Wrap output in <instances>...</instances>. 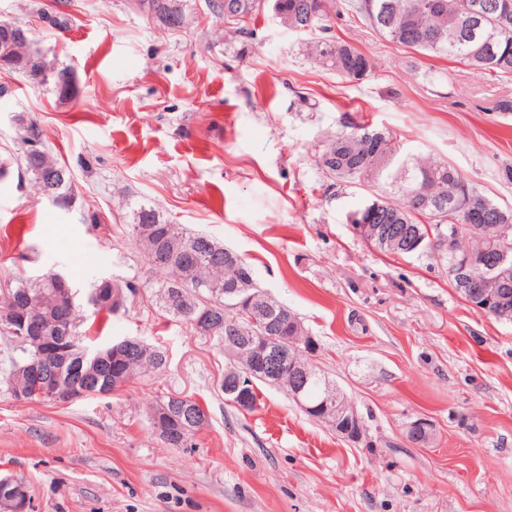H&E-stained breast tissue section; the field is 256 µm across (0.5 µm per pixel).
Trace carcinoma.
<instances>
[{"label":"carcinoma","instance_id":"carcinoma-1","mask_svg":"<svg viewBox=\"0 0 512 512\" xmlns=\"http://www.w3.org/2000/svg\"><path fill=\"white\" fill-rule=\"evenodd\" d=\"M236 5L238 18L224 19L229 28L241 30L240 24L264 9L286 15L292 26L304 30L308 36V54L316 61L329 65L339 74L358 79L370 69V60L353 47L336 41L328 35L331 11L336 0H230ZM427 0H346L345 6L352 16L366 22L374 31L392 42L438 57H450L468 64L479 74L497 77H512V33L495 44H485L480 35L466 37L469 17L457 7L459 0H446L448 8L431 11L422 4ZM146 12L158 25L178 28L186 23L182 0H146ZM12 69L21 72L35 87L50 88L61 98L76 94L73 71L67 65L46 59L38 50H29L21 45L19 56ZM22 127L18 129L16 152L0 162V179L9 174L10 165L17 164L32 181L38 193H43L41 179L50 177L55 186L56 203L66 209L75 201V178L66 164L54 159L43 146L42 134L36 120L20 117ZM316 162L327 178L338 183L370 187L382 180L397 193L391 199L378 195L358 210L350 213V224H383L391 229L385 245L380 251L388 254L408 255L410 250L402 245L400 232L414 231L423 240L419 251L431 249L430 240H440L448 234L452 224H465L469 215L460 206L463 191L477 195L478 207L484 213L476 221L495 223L499 205L477 192L452 165L431 158H400L399 148L389 133L368 124L350 126V130L328 137L318 151ZM424 215L429 223L422 224L417 217ZM132 222L127 225L129 234L141 246L146 272L162 271L163 282L156 285V304L161 310L176 319L190 324L198 332L194 320L188 314L192 309L198 313L209 312L217 317L218 329L213 336L224 339L225 325L233 324L242 330V335H251L249 325L238 315L237 305L243 300L240 295L215 296L210 284L217 281L235 282L247 278L254 280L250 264L236 251L224 243L205 234L196 233L182 224H174L157 208L144 203L131 209ZM508 242L493 235L478 234L467 239L466 248L472 259L479 263L489 257L496 248L507 243L512 245V222L508 224ZM499 278L492 280L481 273L467 284L469 291L461 289L453 281L463 299L468 294H480L485 288H505L512 292V265L498 272ZM148 284L135 277L113 280L103 277L91 285L89 293L96 294L94 315H115L125 309L127 300L140 294ZM253 291L260 292L259 303L269 316L267 334L276 336L294 335L293 324L282 318V305L269 293L253 284ZM76 292L70 289L63 275L50 270L42 278L33 280L16 273L12 279L0 286V311L17 307V320L5 321L0 316V365L3 380L13 395L24 394V399L48 403H64L63 397L53 398L42 392L38 381L24 375L22 368L34 361L41 353V345L19 334L24 318L39 317L47 330L57 325V316L63 315L71 323L72 355L78 356L86 348L87 338L83 330L85 318L75 304ZM165 364V356L158 350L145 358L130 356L123 359L109 358L104 370L117 371L126 384L146 372L158 370ZM329 379L316 370L306 387L305 396L311 403H319L325 397ZM158 431L160 438L171 448L192 446L195 434L186 438L175 435L174 424Z\"/></svg>","mask_w":512,"mask_h":512}]
</instances>
